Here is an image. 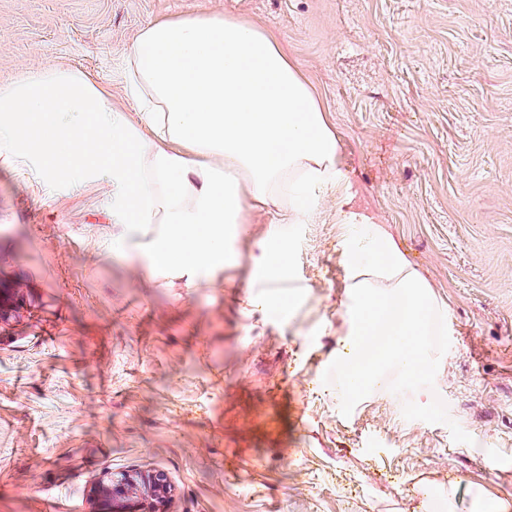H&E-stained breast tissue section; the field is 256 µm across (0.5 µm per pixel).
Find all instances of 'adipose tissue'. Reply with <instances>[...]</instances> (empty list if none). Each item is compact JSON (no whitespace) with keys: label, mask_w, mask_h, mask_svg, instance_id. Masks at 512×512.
<instances>
[{"label":"adipose tissue","mask_w":512,"mask_h":512,"mask_svg":"<svg viewBox=\"0 0 512 512\" xmlns=\"http://www.w3.org/2000/svg\"><path fill=\"white\" fill-rule=\"evenodd\" d=\"M124 83L138 117L70 69L0 83V161L34 159L54 180H109L113 223L143 239L156 272L224 269L247 212L299 224L335 191L339 223L363 228L343 253L353 348L336 357L337 394H370L383 360L411 380L430 367L429 325L443 308L391 235L354 208L325 110L273 37L231 17L149 23L128 49ZM256 248L254 286L281 287L287 250L270 237Z\"/></svg>","instance_id":"obj_1"}]
</instances>
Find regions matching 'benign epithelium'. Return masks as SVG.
<instances>
[{
    "label": "benign epithelium",
    "instance_id": "7a95c632",
    "mask_svg": "<svg viewBox=\"0 0 512 512\" xmlns=\"http://www.w3.org/2000/svg\"><path fill=\"white\" fill-rule=\"evenodd\" d=\"M24 307L20 289L0 283V319ZM170 492L161 474L139 479L117 476L97 490L98 512H156V503Z\"/></svg>",
    "mask_w": 512,
    "mask_h": 512
}]
</instances>
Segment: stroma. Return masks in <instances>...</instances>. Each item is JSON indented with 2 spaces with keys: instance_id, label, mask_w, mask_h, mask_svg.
Returning a JSON list of instances; mask_svg holds the SVG:
<instances>
[{
  "instance_id": "obj_1",
  "label": "stroma",
  "mask_w": 512,
  "mask_h": 512,
  "mask_svg": "<svg viewBox=\"0 0 512 512\" xmlns=\"http://www.w3.org/2000/svg\"><path fill=\"white\" fill-rule=\"evenodd\" d=\"M194 15L263 26L312 85L358 204L443 315L432 368L388 366L337 396L348 338L334 193L287 224L294 285L248 304L253 213L230 268L150 273L119 247L112 186L0 162V512H97L116 474L162 472L163 512H457L512 498V0H0V80L56 65L126 112L142 26ZM498 464L488 479L486 459ZM24 296L19 288L0 283V319L19 312L24 307Z\"/></svg>"
}]
</instances>
